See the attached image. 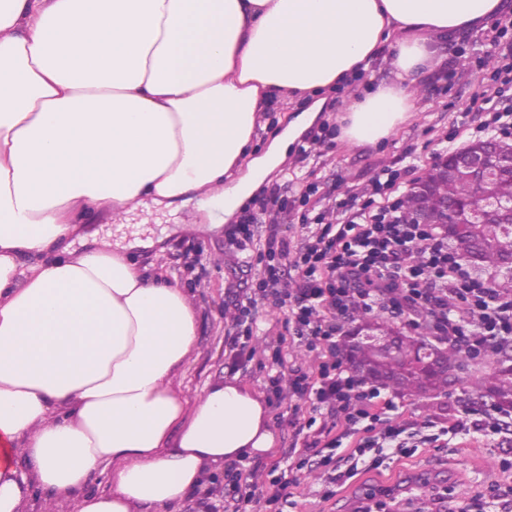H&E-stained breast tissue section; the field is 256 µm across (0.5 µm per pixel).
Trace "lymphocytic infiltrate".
I'll use <instances>...</instances> for the list:
<instances>
[{"instance_id": "obj_1", "label": "lymphocytic infiltrate", "mask_w": 512, "mask_h": 512, "mask_svg": "<svg viewBox=\"0 0 512 512\" xmlns=\"http://www.w3.org/2000/svg\"><path fill=\"white\" fill-rule=\"evenodd\" d=\"M399 178V171L381 170L369 194L343 203L344 214L337 221L316 214L305 243L294 247L281 236L278 224L265 216L296 205L307 207L317 191L315 185H307L293 203L279 188L263 190L244 210L238 245L257 244L262 269L256 296L236 306V331L230 343L233 362H240L247 352L260 298L288 308L287 332L309 346L326 345L331 352L341 319L358 308L395 318L423 316L430 331L461 341L473 357L497 337L512 335V290L473 277L439 228L403 221L401 199L393 194ZM258 234L263 235V243H255ZM417 252L423 260L416 264L412 257ZM287 268L296 274L294 284L282 279ZM286 382L295 394L308 398L314 410L328 409L350 429L363 426L364 438L349 452L352 464L376 468L383 463L385 450L409 456L419 445L437 440L436 435L421 434L412 423L381 418L375 410L379 390L347 374L333 355L313 377L289 368ZM289 484L285 474L272 476L269 491L259 497L244 491L236 464L224 469V492L238 506L260 499L265 512H283L282 491Z\"/></svg>"}]
</instances>
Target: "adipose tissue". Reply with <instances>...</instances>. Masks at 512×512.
I'll use <instances>...</instances> for the list:
<instances>
[{
  "instance_id": "obj_1",
  "label": "adipose tissue",
  "mask_w": 512,
  "mask_h": 512,
  "mask_svg": "<svg viewBox=\"0 0 512 512\" xmlns=\"http://www.w3.org/2000/svg\"><path fill=\"white\" fill-rule=\"evenodd\" d=\"M507 6L0 0V512H26L42 489L77 512H175L225 463L273 451L264 404L238 379L186 409L176 374L196 340L187 293L100 241L89 217L217 200L233 214L317 110L256 157L259 113L385 54L395 83L352 99L339 122L353 146L388 137L446 42ZM105 463L110 491L87 492Z\"/></svg>"
}]
</instances>
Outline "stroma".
<instances>
[{
    "instance_id": "obj_1",
    "label": "stroma",
    "mask_w": 512,
    "mask_h": 512,
    "mask_svg": "<svg viewBox=\"0 0 512 512\" xmlns=\"http://www.w3.org/2000/svg\"><path fill=\"white\" fill-rule=\"evenodd\" d=\"M512 49V12L495 18L486 29L466 32L448 44V62L436 78H422L421 95L411 117L380 142L351 147L340 139L322 144L312 135L323 124H337L350 94L390 83L389 59L379 58L363 76L328 94L309 129L292 145L283 163L270 173L265 186H280L283 194L297 197L306 184L317 186L311 204L317 211L333 209L352 195L369 189L382 169H403L398 194H406L427 169L447 152L480 137L479 129L490 112L506 107L497 90L499 71ZM300 104L274 102L257 122L252 145L263 154L271 141L286 127ZM237 215H225L220 205H212L208 215L197 216L193 207L175 214L144 218L133 212L124 224L104 218L96 224L108 243L133 237L157 239L158 247L132 250L139 267L162 272L171 282L189 292L196 311V350L182 365V390L196 400L214 382L238 378L251 391L266 395L270 377L277 369L271 363L274 349H281L287 364L316 371L328 356L326 347L310 348L305 341L286 334V309L262 301L257 305V322L249 342L255 354L239 368H230L229 340L234 332V303L244 295L261 266L256 248L240 249L228 237ZM493 357L466 360L458 370V380L445 396L419 402L381 388L380 403L395 420L424 425L426 433H439L438 443L419 448L410 457L391 456L377 469H362L344 482L332 483L331 473L322 467L315 449L298 445L289 424L291 415L301 420L316 417L318 424L332 425L330 414L313 415L309 400L283 389L279 401L268 405V419L276 435L270 455L255 456L241 463L251 483L260 490L269 486L268 472L287 469L297 459H305L299 482L283 491L284 512H368L383 504V512H420L423 501L434 505L433 512H448L449 502L466 498L479 503L481 512H512V411L494 412L490 398L468 399L471 385L494 372ZM496 413V432L483 428L486 414ZM466 426L456 427L460 416ZM418 473L415 484L398 486L397 475Z\"/></svg>"
}]
</instances>
